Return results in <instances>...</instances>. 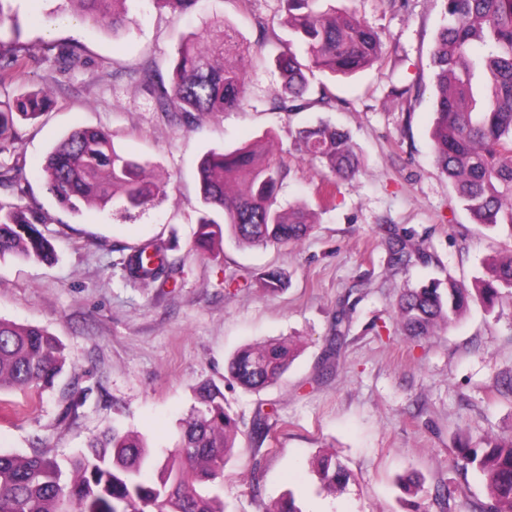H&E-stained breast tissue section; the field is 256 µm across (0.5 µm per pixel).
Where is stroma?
<instances>
[{"mask_svg": "<svg viewBox=\"0 0 512 512\" xmlns=\"http://www.w3.org/2000/svg\"><path fill=\"white\" fill-rule=\"evenodd\" d=\"M390 33L380 59L350 77L314 70L333 108H274L281 84L274 58L291 37L280 0H199L178 15L152 0H128L130 28L112 34L77 22L68 0H13L17 30H0V70L13 47L32 57L7 87L49 92L52 106L18 125L0 167L24 175L0 186V202L32 207L53 243V264L0 259V318L44 327L64 345L66 367L51 388L11 394L19 418L0 417V450L40 449L62 457L116 426L143 435L153 453L175 445L180 422L203 381L223 388L238 422L224 468V512H273L293 491L302 512H478L487 494L474 470L456 464L460 444L488 433L512 435V294L493 309L472 300L461 317L429 336L405 335L399 292L436 278L473 283L503 241L473 223L433 156L430 53L446 23L443 0H337ZM226 20L253 55L248 102L187 122L161 111L152 75H169L182 36L212 18ZM270 23L260 38L257 19ZM77 62L59 70V45ZM327 122L347 129L360 170L340 182L295 244L241 246L230 239L197 251V164L210 149L262 142L289 170L279 200L316 203L326 171L295 151L298 128ZM79 127L106 131L115 147L145 162L166 194L124 212L120 203L64 210L39 169ZM422 245L427 259L388 262V238ZM159 239L180 262L178 287L126 283L114 263L122 249ZM280 269L283 289L259 274ZM344 322H337V315ZM292 340L298 355L282 379L260 392L234 386L225 371L237 351ZM92 387L79 417L61 420L74 387ZM274 426L251 441L256 414ZM336 458L350 473L344 489L323 487L314 463ZM420 485L403 490L406 474Z\"/></svg>", "mask_w": 512, "mask_h": 512, "instance_id": "obj_1", "label": "stroma"}]
</instances>
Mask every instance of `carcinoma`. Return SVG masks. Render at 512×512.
<instances>
[{
    "label": "carcinoma",
    "instance_id": "1",
    "mask_svg": "<svg viewBox=\"0 0 512 512\" xmlns=\"http://www.w3.org/2000/svg\"><path fill=\"white\" fill-rule=\"evenodd\" d=\"M79 17L112 30L131 24L118 9L126 0H69ZM288 27L305 62L290 51L278 58L282 77L275 97L282 112H299L312 90L304 70L350 75L373 65L383 33L356 13L321 7L323 0H281ZM450 23L435 37L432 141L437 167L448 176L475 224L507 231L503 252L483 263L475 290L452 278L404 290L397 315L409 336H428L448 325L478 297L491 308L502 292L512 293V0H444ZM250 46L222 19L181 38L173 75L156 85L164 112L193 118L241 109L247 102L245 74ZM50 107L41 90L0 105V152L16 139V121L34 120ZM294 147L311 164L339 180L358 173L360 158L349 134L329 124L303 127ZM42 172L58 202L74 211L84 204L106 207L119 198L124 210L142 209L165 189L146 178V164L119 152L94 128L70 132L48 154ZM286 169L252 146L212 150L198 164L202 215L197 246L208 250L217 237L239 245L296 243L311 229L305 204L283 209L278 201ZM35 213L0 203V258L7 255L50 262L54 248L37 227ZM402 240L389 243L390 262L411 259ZM161 240L141 244L120 262L129 283L176 287L179 267ZM293 352L288 342L249 348L234 355L226 371L245 391L278 382ZM66 365L64 347L46 329L0 318V394L44 389ZM93 390L75 388L60 419L78 415ZM195 404L180 423L177 444L166 450L156 479H144L155 458L144 438L117 428L92 435L85 448L63 460L36 451L0 452V512H224L220 492L224 466L234 448L236 419L224 408V391L202 382ZM269 417L257 414L249 433L259 443L271 436ZM463 468L483 480L489 502L483 512H512V436L484 435L475 447L457 449ZM331 488L349 481L345 468L325 457L316 464Z\"/></svg>",
    "mask_w": 512,
    "mask_h": 512
}]
</instances>
